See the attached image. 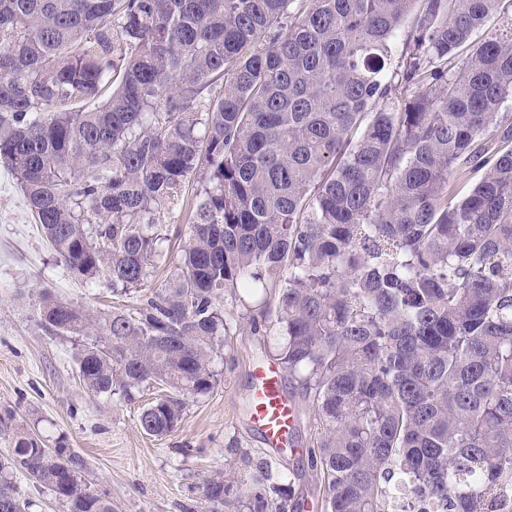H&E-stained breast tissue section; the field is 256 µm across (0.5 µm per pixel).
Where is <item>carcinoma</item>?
Instances as JSON below:
<instances>
[{"instance_id": "obj_1", "label": "carcinoma", "mask_w": 512, "mask_h": 512, "mask_svg": "<svg viewBox=\"0 0 512 512\" xmlns=\"http://www.w3.org/2000/svg\"><path fill=\"white\" fill-rule=\"evenodd\" d=\"M509 0H0V163L79 279L123 295L155 213L208 186L171 277L134 313L41 295L79 381L173 432L215 385L221 298L262 293L314 412L324 512H512ZM0 416L4 471L112 512L86 461ZM205 512H286L265 460L226 461Z\"/></svg>"}]
</instances>
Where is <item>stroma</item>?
<instances>
[{
  "label": "stroma",
  "instance_id": "35a3bbf8",
  "mask_svg": "<svg viewBox=\"0 0 512 512\" xmlns=\"http://www.w3.org/2000/svg\"><path fill=\"white\" fill-rule=\"evenodd\" d=\"M203 179L191 180L177 205L157 214L162 255L152 275L124 297L77 279L50 246L29 211L17 180L0 166V411L38 435L46 447L65 441L88 463L87 480L106 492L112 512H203L198 487L225 462L245 467L263 459L290 479L297 512H315L320 481L310 465L316 429L313 411L295 375L283 373L285 392L298 407L293 452L267 448L249 418L254 365L275 361L280 338L274 328L253 326V312L222 299L232 325L230 342L213 364L215 388L186 401L171 434L154 437L138 424L142 403L98 397L80 384L76 343L45 335L33 299L61 297L93 311L135 312L170 276L185 246Z\"/></svg>",
  "mask_w": 512,
  "mask_h": 512
}]
</instances>
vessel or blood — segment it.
<instances>
[{
	"mask_svg": "<svg viewBox=\"0 0 512 512\" xmlns=\"http://www.w3.org/2000/svg\"><path fill=\"white\" fill-rule=\"evenodd\" d=\"M297 417L295 403L283 391L279 368L273 364L255 367L249 399V420L262 436L266 447L279 452L291 448Z\"/></svg>",
	"mask_w": 512,
	"mask_h": 512,
	"instance_id": "vessel-or-blood-1",
	"label": "vessel or blood"
}]
</instances>
